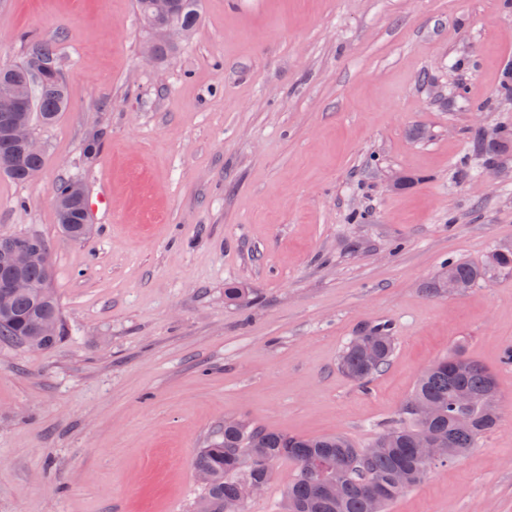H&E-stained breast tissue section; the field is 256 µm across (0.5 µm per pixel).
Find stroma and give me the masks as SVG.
Returning <instances> with one entry per match:
<instances>
[{
	"mask_svg": "<svg viewBox=\"0 0 512 512\" xmlns=\"http://www.w3.org/2000/svg\"><path fill=\"white\" fill-rule=\"evenodd\" d=\"M154 38L135 0H0V68L47 42L69 91L39 176L0 177L64 327L0 342V512H193L225 419L362 446L460 346L505 412L390 512H512V271L428 290L512 249V0H201L165 61ZM72 177L111 199L77 242ZM376 323L395 351L362 386L338 359ZM75 189L80 190L84 194L81 200L73 199ZM53 197L59 201L69 203V213L72 221L70 224L79 226L84 222L86 208L85 192L81 184L76 181L61 182L53 188ZM448 267L450 268L445 269L440 275L441 278L448 280V286L437 278L428 288L436 292L444 290V288L452 290L455 274V288L458 292H464L468 288H472L480 279H482L486 272V269L483 266H479L468 261L451 263L448 264ZM452 270L454 271V274Z\"/></svg>",
	"mask_w": 512,
	"mask_h": 512,
	"instance_id": "1",
	"label": "stroma"
}]
</instances>
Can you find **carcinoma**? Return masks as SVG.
I'll list each match as a JSON object with an SVG mask.
<instances>
[{"mask_svg": "<svg viewBox=\"0 0 512 512\" xmlns=\"http://www.w3.org/2000/svg\"><path fill=\"white\" fill-rule=\"evenodd\" d=\"M199 17V0H174L167 21L193 33ZM54 60L53 47L39 43L30 48L18 65L0 69V83L15 87L25 101L17 118L34 127L54 124L68 107L66 83L60 72L35 80L39 63ZM18 158L0 175L17 182L28 181V172L43 165V154H23L8 128L0 122V161ZM76 181L53 188V197L69 204L72 224L85 220V200L73 199ZM15 248L27 258L20 265H0L6 274L24 277L32 288L10 295L0 303V340L25 348L36 344L46 350L61 339L57 297L50 288L52 266L47 243L39 236H10ZM455 288L463 292L485 275L486 269L468 261L449 264ZM51 321V336L37 334L38 326ZM393 354V339L386 324L372 325L353 337L343 350L339 366L351 380L363 383L385 368ZM500 392L495 376L463 349L428 366L401 406L405 423L380 432L360 448L342 435L304 437L253 426L245 420H224V431L193 458L201 481L199 500L211 512H246V488L267 486L274 463L287 459L295 474L284 490L279 512H387L390 504L420 484L431 469L445 467L467 454L476 440L500 420ZM430 405L434 414L422 419L413 408ZM430 435L440 440L445 452L423 460L417 440Z\"/></svg>", "mask_w": 512, "mask_h": 512, "instance_id": "1", "label": "carcinoma"}]
</instances>
